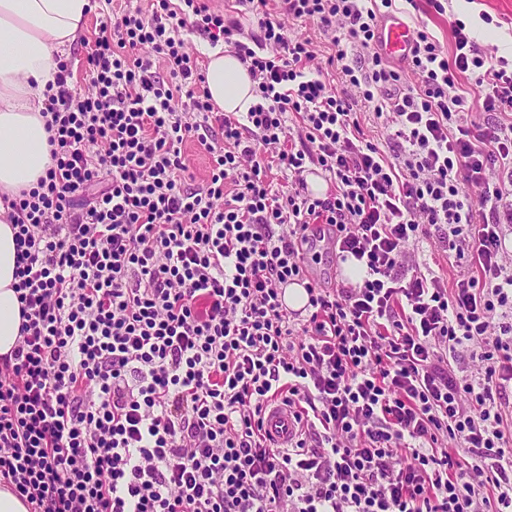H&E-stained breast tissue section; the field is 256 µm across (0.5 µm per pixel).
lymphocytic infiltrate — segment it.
<instances>
[{
    "label": "lymphocytic infiltrate",
    "mask_w": 512,
    "mask_h": 512,
    "mask_svg": "<svg viewBox=\"0 0 512 512\" xmlns=\"http://www.w3.org/2000/svg\"><path fill=\"white\" fill-rule=\"evenodd\" d=\"M237 2L256 31L153 0L102 20L88 90L59 65L53 164L7 203L22 323L0 358V486L29 512H512V60L457 19L449 54L417 30L407 85L374 48L394 0ZM287 18L331 33L341 87ZM186 29L247 66L249 111L198 93ZM366 112L391 117L393 154ZM191 138L211 156L197 188ZM322 235L361 281L314 276ZM434 238L454 279L408 258ZM295 281L303 317L279 296ZM274 404L297 423L285 448ZM264 428L275 442L286 445L295 433L296 423L288 407L275 406L265 413Z\"/></svg>",
    "instance_id": "1"
}]
</instances>
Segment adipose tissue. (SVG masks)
<instances>
[{
	"label": "adipose tissue",
	"instance_id": "1",
	"mask_svg": "<svg viewBox=\"0 0 512 512\" xmlns=\"http://www.w3.org/2000/svg\"><path fill=\"white\" fill-rule=\"evenodd\" d=\"M94 9L92 0H0V195L36 187L52 161L42 115L47 86ZM206 89L223 112L248 111L255 83L223 46L205 49ZM0 205V356L19 336L14 230Z\"/></svg>",
	"mask_w": 512,
	"mask_h": 512
}]
</instances>
